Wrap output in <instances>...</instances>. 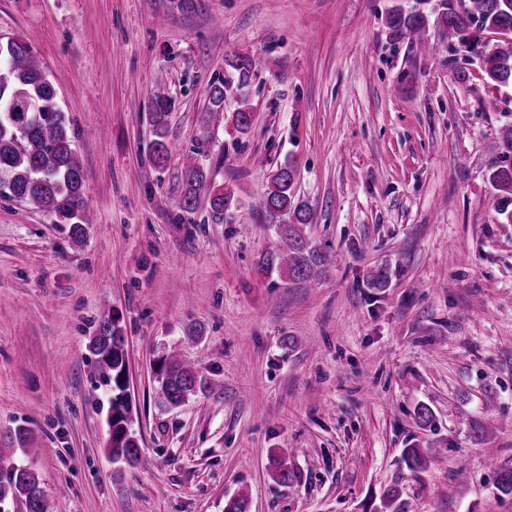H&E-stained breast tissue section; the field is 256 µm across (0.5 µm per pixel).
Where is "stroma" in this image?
<instances>
[{
    "mask_svg": "<svg viewBox=\"0 0 512 512\" xmlns=\"http://www.w3.org/2000/svg\"><path fill=\"white\" fill-rule=\"evenodd\" d=\"M414 3L0 0V40L30 45L76 133L95 218L78 242L0 194V433L25 429L12 459L54 512H224L243 490L250 512H512L497 488L512 460V220L486 205L512 111L478 65L388 39L387 11ZM236 55L264 61L245 134L231 104L202 121ZM160 92L177 101L161 168ZM198 146L239 222L179 220ZM287 161L311 238L335 254L308 291L272 287L258 261L273 232L240 226ZM380 267L388 287H368ZM108 313L127 338L134 468L108 455L110 394L88 351ZM174 349L211 388L162 411L154 370ZM175 108V101L166 95H155L151 101L150 122L156 139L152 142V149L156 162L162 166L170 153L169 143L166 138L167 117Z\"/></svg>",
    "mask_w": 512,
    "mask_h": 512,
    "instance_id": "stroma-1",
    "label": "stroma"
}]
</instances>
